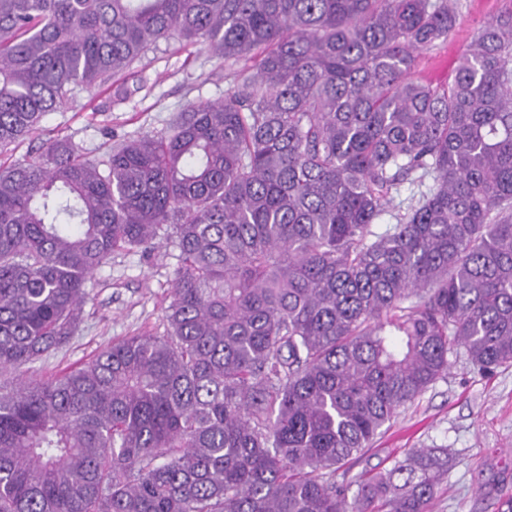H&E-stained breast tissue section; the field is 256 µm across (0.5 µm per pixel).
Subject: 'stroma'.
<instances>
[{"label": "stroma", "instance_id": "stroma-1", "mask_svg": "<svg viewBox=\"0 0 512 512\" xmlns=\"http://www.w3.org/2000/svg\"><path fill=\"white\" fill-rule=\"evenodd\" d=\"M457 25L445 43L422 51L416 79L440 87L452 81L458 57L476 31L512 0H457ZM253 70L252 61H222L199 45L159 41L136 61L127 77L138 90L116 100L113 87L80 93L41 123V140L68 138L90 157L99 156L110 136L156 133L188 102L219 101ZM176 251L162 245L149 253H120L88 281L81 322L61 349L20 371L22 378L47 380L74 370L105 346L138 333L163 334ZM452 448L434 512H494L497 487L512 490V367L478 372L463 351L448 355V371L411 405L400 409L371 450L347 466L346 479L390 468L413 448Z\"/></svg>", "mask_w": 512, "mask_h": 512}]
</instances>
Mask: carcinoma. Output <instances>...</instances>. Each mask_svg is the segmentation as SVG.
<instances>
[{"label": "carcinoma", "mask_w": 512, "mask_h": 512, "mask_svg": "<svg viewBox=\"0 0 512 512\" xmlns=\"http://www.w3.org/2000/svg\"><path fill=\"white\" fill-rule=\"evenodd\" d=\"M456 16V0H0V157L161 40L256 58L224 100L100 158L62 138L0 161L1 370L70 340L113 255L178 250L163 335L0 390V512H433L447 448L352 494L338 475L451 350L512 366V10L448 87L411 78Z\"/></svg>", "instance_id": "carcinoma-1"}]
</instances>
